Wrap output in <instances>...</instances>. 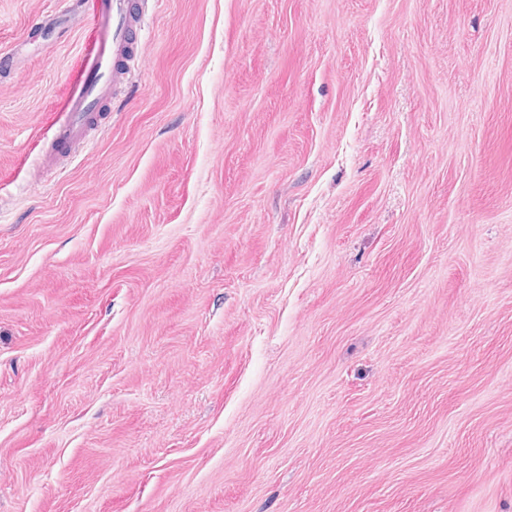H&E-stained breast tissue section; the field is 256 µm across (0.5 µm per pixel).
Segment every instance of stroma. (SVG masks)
Here are the masks:
<instances>
[{"label":"stroma","mask_w":512,"mask_h":512,"mask_svg":"<svg viewBox=\"0 0 512 512\" xmlns=\"http://www.w3.org/2000/svg\"><path fill=\"white\" fill-rule=\"evenodd\" d=\"M0 0V512H512V0ZM96 1L84 0L92 26V48L78 66L77 89L66 97L61 117L53 124L51 147L42 154L45 168L57 166L60 156L86 141L103 103L112 99L117 62L131 57L140 37L141 19L134 0H111L103 22Z\"/></svg>","instance_id":"obj_1"}]
</instances>
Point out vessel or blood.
I'll return each instance as SVG.
<instances>
[{"instance_id":"1","label":"vessel or blood","mask_w":512,"mask_h":512,"mask_svg":"<svg viewBox=\"0 0 512 512\" xmlns=\"http://www.w3.org/2000/svg\"><path fill=\"white\" fill-rule=\"evenodd\" d=\"M93 43L78 66V85L63 104L53 125L51 147L42 154V165L56 166L60 156L86 141L103 103L112 97L119 60L131 57L140 37V16L134 0H111L108 15H100L96 0H84Z\"/></svg>"}]
</instances>
